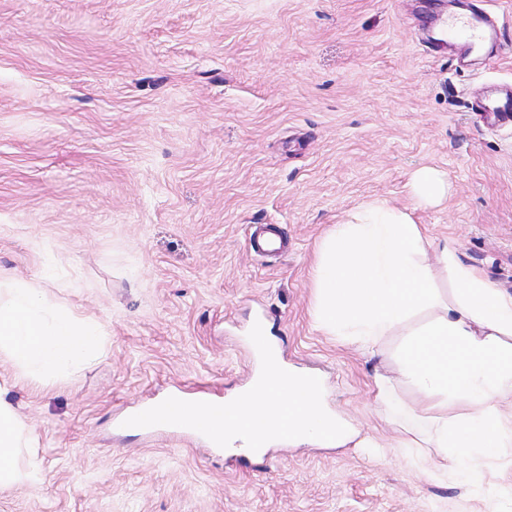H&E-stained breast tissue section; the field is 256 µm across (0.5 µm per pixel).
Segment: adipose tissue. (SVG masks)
Returning a JSON list of instances; mask_svg holds the SVG:
<instances>
[{
	"mask_svg": "<svg viewBox=\"0 0 512 512\" xmlns=\"http://www.w3.org/2000/svg\"><path fill=\"white\" fill-rule=\"evenodd\" d=\"M429 245L410 210L383 202L322 240L314 265L318 329L372 352L399 334V373L420 396L431 447L458 466L512 449V294L438 247L451 286L441 292ZM105 334L48 289L0 286V359L15 377L50 381L99 359ZM0 386V488L37 480L34 438Z\"/></svg>",
	"mask_w": 512,
	"mask_h": 512,
	"instance_id": "1",
	"label": "adipose tissue"
}]
</instances>
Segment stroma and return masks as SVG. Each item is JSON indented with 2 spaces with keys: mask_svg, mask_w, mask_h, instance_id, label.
I'll return each instance as SVG.
<instances>
[{
  "mask_svg": "<svg viewBox=\"0 0 512 512\" xmlns=\"http://www.w3.org/2000/svg\"><path fill=\"white\" fill-rule=\"evenodd\" d=\"M473 6L500 27L495 65L430 43ZM493 84L512 89V0H0V281L106 334L100 361L14 382L42 479L0 490V512H485L375 397L401 337L364 353L311 311L325 235L368 201L413 207L424 167L448 193L415 222L512 293V119L473 110ZM257 224L279 225V256L250 251ZM260 320L348 441L256 459L119 430L194 385H249ZM480 468L512 512V453Z\"/></svg>",
  "mask_w": 512,
  "mask_h": 512,
  "instance_id": "1",
  "label": "stroma"
}]
</instances>
